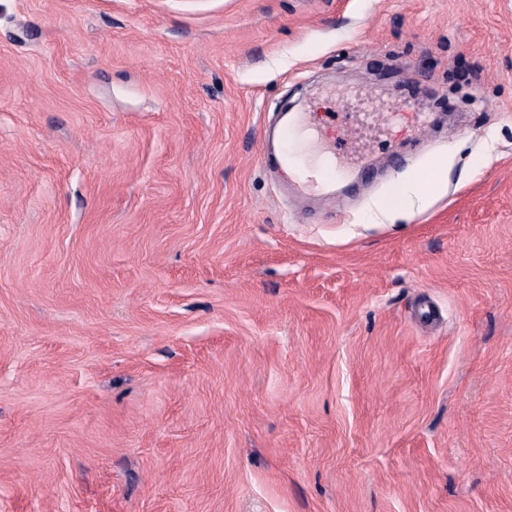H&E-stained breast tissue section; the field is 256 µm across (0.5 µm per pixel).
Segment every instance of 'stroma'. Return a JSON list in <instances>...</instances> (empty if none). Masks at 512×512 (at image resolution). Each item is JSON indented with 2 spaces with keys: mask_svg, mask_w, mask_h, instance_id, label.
I'll return each mask as SVG.
<instances>
[{
  "mask_svg": "<svg viewBox=\"0 0 512 512\" xmlns=\"http://www.w3.org/2000/svg\"><path fill=\"white\" fill-rule=\"evenodd\" d=\"M0 512H512V0H0ZM419 175L410 172L399 186L398 194L377 198L370 211L376 219L393 222L394 217L408 208L412 194L429 197L445 189L444 176L447 174L448 161L445 158L432 159Z\"/></svg>",
  "mask_w": 512,
  "mask_h": 512,
  "instance_id": "35a3bbf8",
  "label": "stroma"
}]
</instances>
